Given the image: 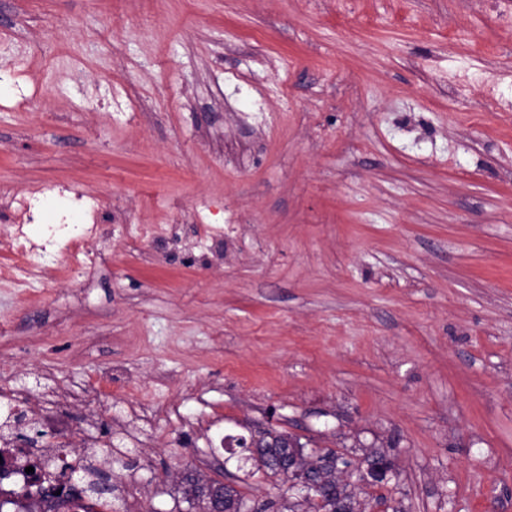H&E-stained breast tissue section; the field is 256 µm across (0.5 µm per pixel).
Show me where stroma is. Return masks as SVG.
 Segmentation results:
<instances>
[{
  "label": "stroma",
  "instance_id": "35a3bbf8",
  "mask_svg": "<svg viewBox=\"0 0 512 512\" xmlns=\"http://www.w3.org/2000/svg\"><path fill=\"white\" fill-rule=\"evenodd\" d=\"M0 192L112 204L94 264L14 286L0 375H54L114 512H188L223 436L385 454L368 512H512V0H0ZM178 414L160 415V406Z\"/></svg>",
  "mask_w": 512,
  "mask_h": 512
}]
</instances>
